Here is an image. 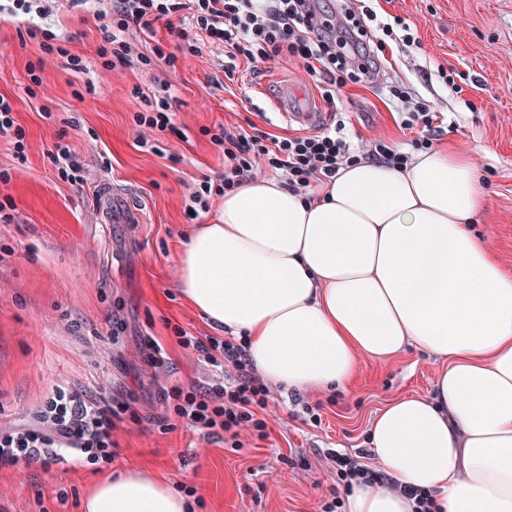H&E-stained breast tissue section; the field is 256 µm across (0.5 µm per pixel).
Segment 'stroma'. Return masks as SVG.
Wrapping results in <instances>:
<instances>
[{
    "label": "stroma",
    "instance_id": "stroma-1",
    "mask_svg": "<svg viewBox=\"0 0 512 512\" xmlns=\"http://www.w3.org/2000/svg\"><path fill=\"white\" fill-rule=\"evenodd\" d=\"M378 16L399 15L417 37L390 45L385 72L368 86L345 88L342 109L350 137L409 138L386 104V79L410 84L444 116L438 143L468 153L485 189L484 212L475 229L486 235L503 268L512 274V0H376ZM53 31L82 54L88 73L62 61L48 63L37 95L27 91V70L39 42L22 39L20 27L0 23V95L13 104L24 127L26 160L0 142V201L12 199L15 221L0 228V243L13 254L0 264V422L28 414L54 384L133 391L139 420L125 421L116 439L119 455L109 472L141 470L197 488L195 512H319L336 483L325 449L367 447L370 423L389 401L430 396L442 360L416 349L399 357L364 362L357 382L321 394L322 422L281 398L269 406L266 440L245 439L241 449L177 425L162 433L151 423L161 413L158 392L171 383L206 381L207 372L176 342L182 327L198 338L212 335L177 285L178 251L194 223L187 218L185 186L224 169L221 155L203 135L214 124L248 119L284 136L292 127L276 110L282 91L310 90L301 65L266 62L261 75L241 71L237 82L217 87V57L180 59L176 71L157 62L169 83L177 121L187 134L159 139V154L143 152L133 125L145 104L133 95L148 87L144 73L104 70L96 50L103 35L89 12L55 18ZM454 78L446 85L438 77ZM94 93H87L88 85ZM85 92L77 102L74 91ZM64 139L89 167L84 188L63 182L48 152ZM123 189L110 218L93 200L103 184ZM122 319L120 344L104 343L108 316ZM156 337L166 363L143 361L142 339ZM94 473L75 462L0 467V512H82ZM64 499H57L58 491Z\"/></svg>",
    "mask_w": 512,
    "mask_h": 512
}]
</instances>
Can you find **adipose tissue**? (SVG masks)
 I'll list each match as a JSON object with an SVG mask.
<instances>
[{
    "label": "adipose tissue",
    "instance_id": "1",
    "mask_svg": "<svg viewBox=\"0 0 512 512\" xmlns=\"http://www.w3.org/2000/svg\"><path fill=\"white\" fill-rule=\"evenodd\" d=\"M314 199L260 177L194 225L178 255L182 297L246 340L270 383L347 385L362 362L413 347L444 360L430 397L375 416L370 451L390 480L431 493L435 512H512V275L472 231L484 188L445 146L407 169L346 168ZM346 512H412L389 489L353 485ZM167 480H97L83 512H189Z\"/></svg>",
    "mask_w": 512,
    "mask_h": 512
}]
</instances>
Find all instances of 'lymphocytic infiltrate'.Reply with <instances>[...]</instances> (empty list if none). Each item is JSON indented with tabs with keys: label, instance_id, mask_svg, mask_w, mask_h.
Wrapping results in <instances>:
<instances>
[{
	"label": "lymphocytic infiltrate",
	"instance_id": "1",
	"mask_svg": "<svg viewBox=\"0 0 512 512\" xmlns=\"http://www.w3.org/2000/svg\"><path fill=\"white\" fill-rule=\"evenodd\" d=\"M326 0H0V15L25 24L88 8L106 39L97 55L103 69L135 67L152 70L156 61L175 67L180 57H199L206 50L221 53L219 68L234 79L240 67L279 58L299 62L316 83L331 112H338L340 91L348 85L378 77L385 66L388 41L408 44L414 36L405 18L379 21L376 12L356 0L339 9ZM177 35L169 49L159 29ZM153 41L151 54L139 48ZM405 129L413 132L408 148L380 138L352 143L343 120L313 132L275 136L260 129L246 130L235 122L214 124L203 133L224 158V172L188 184V216L209 212L215 199L233 192L262 173L281 178L284 188L308 195L314 185L335 179L340 169L363 162H381L403 169L415 152L431 149L440 117L435 107L399 82L387 85ZM133 123L142 148L153 151L158 134L180 136L171 104L158 99L152 111L135 112ZM179 345L216 368L210 382L173 384L162 394L164 414L156 423L169 431L174 423L207 436L228 434L234 447L243 437L266 439L265 413L274 397L272 386L250 363L244 340L233 336L200 339L176 331ZM131 393L104 388L98 393L70 384L48 390L30 420L0 426V466L47 465L73 457L80 466L98 473L111 465L118 442L115 434L128 419H138ZM336 474L337 494L324 501L321 512H342L343 495L352 484L388 486L389 481L367 462L368 452L328 450Z\"/></svg>",
	"mask_w": 512,
	"mask_h": 512
}]
</instances>
